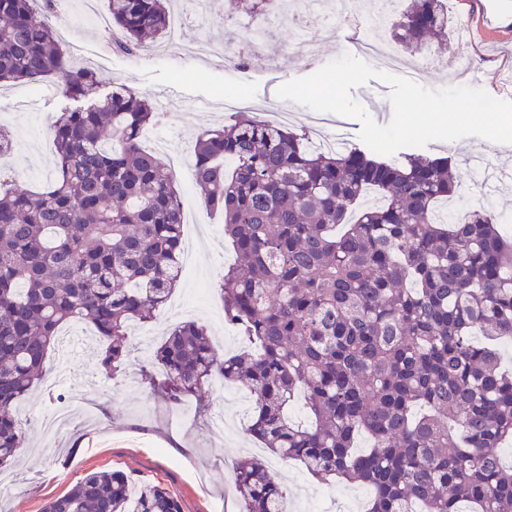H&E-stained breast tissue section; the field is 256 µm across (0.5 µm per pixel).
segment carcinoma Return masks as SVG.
<instances>
[{"mask_svg":"<svg viewBox=\"0 0 512 512\" xmlns=\"http://www.w3.org/2000/svg\"><path fill=\"white\" fill-rule=\"evenodd\" d=\"M250 20L277 0H232ZM392 39L417 53L448 39V0H404ZM115 47L161 39L169 0H106ZM58 79L84 105L52 125L57 176L29 193L0 177V468L20 455L17 406L42 380L61 326L93 325L116 378L131 322L169 298L185 198L139 144L156 116L131 89L99 95L98 72L68 57L31 0H0V83ZM205 202L236 254L220 284L224 319L250 346L220 355L193 320L153 350L157 391L178 402L220 375L253 394L247 433L317 480L372 490L367 512H512V239L486 209L441 220L465 182L444 155L336 153L305 133L240 112L191 149ZM305 396L306 425L288 409ZM372 444L356 450L360 435ZM245 512H286L288 488L256 455L234 465ZM43 512H181L161 485L97 471Z\"/></svg>","mask_w":512,"mask_h":512,"instance_id":"obj_1","label":"carcinoma"}]
</instances>
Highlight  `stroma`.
I'll use <instances>...</instances> for the list:
<instances>
[{"instance_id":"35a3bbf8","label":"stroma","mask_w":512,"mask_h":512,"mask_svg":"<svg viewBox=\"0 0 512 512\" xmlns=\"http://www.w3.org/2000/svg\"><path fill=\"white\" fill-rule=\"evenodd\" d=\"M228 0H207L203 21H190L188 40H208L220 45L232 38L225 27ZM73 24L57 22L56 28L73 60L89 63L102 79L103 93L113 85L128 86L161 105L160 91L177 90L190 98L208 100L207 110L186 116L159 119L156 130L179 148H191L207 130L230 120L225 98H233L249 111L265 114L268 105L280 102L293 113L292 126L303 129L313 112L288 100L279 101L278 89L288 81L305 77L347 53L358 34L357 22L339 25L335 31L309 23L306 30L291 25L276 30L263 49L247 58L241 68L200 64L189 53L157 41L138 55H125L107 46V34L98 22L106 12L104 0L87 9L83 0H68ZM470 19L472 44L450 40L432 49L425 87L449 86L448 68L463 54L474 63L467 85L485 89L493 97L512 101V0H494L492 8L458 0L452 22ZM314 39L313 61L279 64L275 57L300 36ZM74 102L66 98L52 79L37 84L10 83L0 86V128L10 132L13 151L0 157V170L29 190L43 188L53 179L55 155L50 126ZM429 154L451 156L460 169H467L474 152L487 154L491 165L512 170V145L503 146L478 137L452 142H432ZM179 188L192 214L184 235L192 243V256L181 265L170 299L180 305L177 314L160 312L149 324L137 325L132 336L133 358L117 379H106L99 367L103 344L98 337H83L69 354L65 384L54 388L41 383L22 402L20 414L27 418V446L17 467L0 473L6 490L0 494V512H42L50 499L62 496L84 475L94 471H121L135 487L160 484L179 500L181 512H242L243 504L234 482V462L254 442L241 421L243 411L233 398V387L209 385L183 404L162 401L151 391L141 367L167 329L193 319L207 326L220 351L233 352L243 346L238 334L224 323V307L218 284L235 254L224 238L218 214L209 209L196 190L192 173H183ZM72 401L68 430L47 437L41 416L61 402ZM224 417L228 430L223 442L209 431L213 418ZM269 468L288 485L289 512H365L370 499L367 487L338 481L319 483L299 464L265 454Z\"/></svg>"}]
</instances>
